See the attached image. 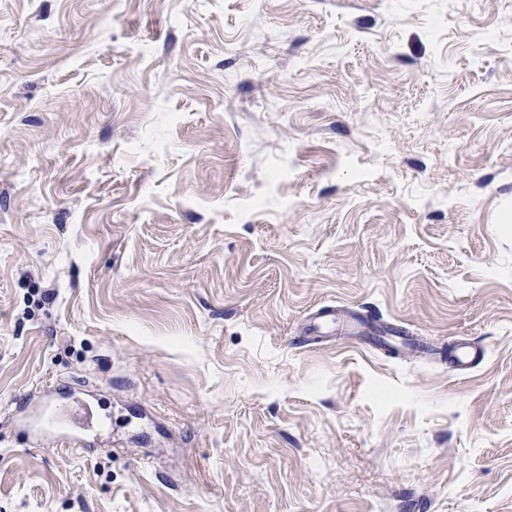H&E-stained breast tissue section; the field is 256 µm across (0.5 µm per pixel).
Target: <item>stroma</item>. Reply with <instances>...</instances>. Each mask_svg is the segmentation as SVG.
<instances>
[{"mask_svg": "<svg viewBox=\"0 0 512 512\" xmlns=\"http://www.w3.org/2000/svg\"><path fill=\"white\" fill-rule=\"evenodd\" d=\"M0 512H512V0H0ZM484 357L485 351L483 349L464 343L456 347L452 363L457 371H466ZM74 388L60 385L56 392L55 403H61L67 407L79 406L88 416L83 422L61 418L53 411L49 404L40 397L31 396L21 405L22 410L32 416L28 420V429L23 432L25 444L28 446H42L45 438L65 426V433L60 436L61 443L69 447L80 448L86 456H92L101 446L102 435L99 431L101 420L94 419L89 413L90 402Z\"/></svg>", "mask_w": 512, "mask_h": 512, "instance_id": "1", "label": "stroma"}]
</instances>
